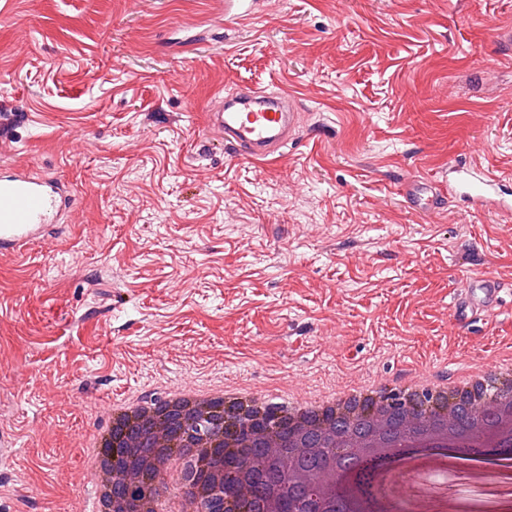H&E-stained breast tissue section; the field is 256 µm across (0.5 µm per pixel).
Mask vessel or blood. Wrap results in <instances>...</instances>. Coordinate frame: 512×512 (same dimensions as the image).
Here are the masks:
<instances>
[{
  "label": "vessel or blood",
  "instance_id": "obj_1",
  "mask_svg": "<svg viewBox=\"0 0 512 512\" xmlns=\"http://www.w3.org/2000/svg\"><path fill=\"white\" fill-rule=\"evenodd\" d=\"M296 98L282 92L247 89L222 98L208 115L212 130L221 132L224 143L236 154L253 161L272 158L296 131ZM461 193L472 208L500 211L508 203L497 192L498 180L490 172L458 166L451 187L431 179H410L404 192L412 209L430 215L439 211L446 189ZM76 193L66 182L27 169L0 176V252H24L41 241L49 225L57 223L74 206ZM465 301L453 306L456 326L469 319L472 304L492 307L497 282L483 274H473L464 284Z\"/></svg>",
  "mask_w": 512,
  "mask_h": 512
}]
</instances>
